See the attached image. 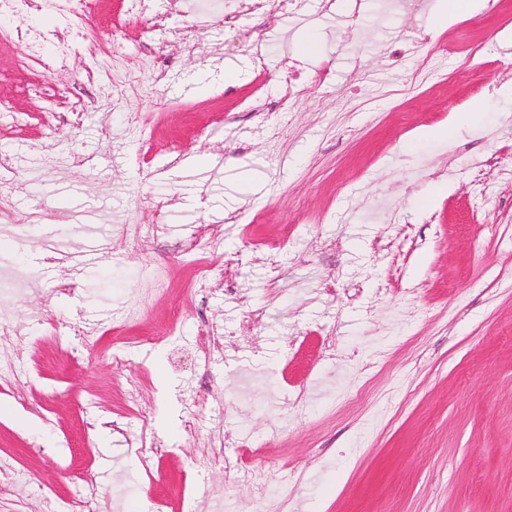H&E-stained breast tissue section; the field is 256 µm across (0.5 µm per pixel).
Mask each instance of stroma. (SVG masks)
<instances>
[{
    "mask_svg": "<svg viewBox=\"0 0 512 512\" xmlns=\"http://www.w3.org/2000/svg\"><path fill=\"white\" fill-rule=\"evenodd\" d=\"M449 2L303 0L240 12L235 35L185 0L143 18L90 0L79 38L67 0L6 19L51 33L46 53L75 49L34 93L24 46L0 42L17 117L0 156L26 225L21 241L0 223V267L28 280L0 296L24 330L0 338V460L19 488L0 512H44L87 479L98 512H512V0L453 23ZM144 198L168 201L169 233L132 260L123 226L156 221ZM201 227L217 247L184 255ZM207 318L224 355L193 370ZM190 376L206 403L187 430ZM131 377L146 410L126 402ZM221 439L230 466L198 469ZM243 454L265 500L237 478Z\"/></svg>",
    "mask_w": 512,
    "mask_h": 512,
    "instance_id": "35a3bbf8",
    "label": "stroma"
}]
</instances>
